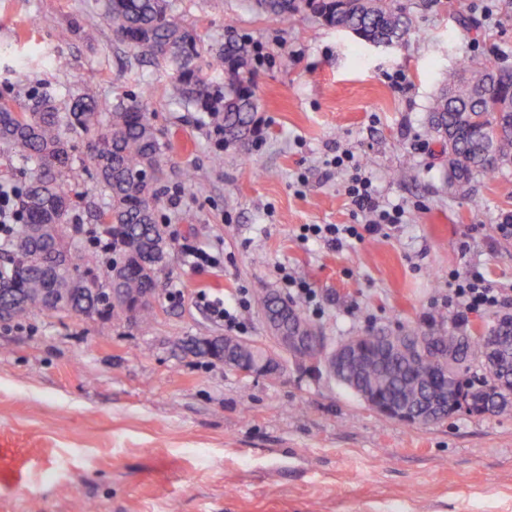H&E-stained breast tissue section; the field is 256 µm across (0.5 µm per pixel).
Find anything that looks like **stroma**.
Listing matches in <instances>:
<instances>
[{
	"label": "stroma",
	"instance_id": "stroma-1",
	"mask_svg": "<svg viewBox=\"0 0 512 512\" xmlns=\"http://www.w3.org/2000/svg\"><path fill=\"white\" fill-rule=\"evenodd\" d=\"M172 2L207 52L228 24L260 43L248 149L170 97L176 72L116 42L100 0H0V97L37 93L63 110L81 89L105 112L142 97L168 145L161 195L179 197L161 209L178 237L150 333L65 314L0 323V512H76L81 501L94 512H512V410L409 425L311 363L286 356L279 375L253 378L184 347L196 336L265 342L261 302L284 294L287 274L315 289L318 308L303 315L333 344L449 326L452 273L480 271L512 295V238L498 231L512 216V169L449 187L427 134L449 71L468 59L512 66V0H400L416 31L389 47L309 13L283 24L250 0ZM462 14L479 33L460 28ZM70 146L73 221L95 232L111 200L89 136L71 134ZM360 162L380 202L403 205V223L336 250L304 238L308 224L356 223L345 187ZM187 242L221 246L223 264L191 271ZM207 299L224 300L239 327L213 318Z\"/></svg>",
	"mask_w": 512,
	"mask_h": 512
}]
</instances>
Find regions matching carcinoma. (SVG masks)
I'll return each instance as SVG.
<instances>
[{"label": "carcinoma", "instance_id": "cac0c4a2", "mask_svg": "<svg viewBox=\"0 0 512 512\" xmlns=\"http://www.w3.org/2000/svg\"><path fill=\"white\" fill-rule=\"evenodd\" d=\"M257 5L262 13L290 25L309 10L326 25L372 44H397L412 32L411 17L397 0H257ZM103 19L115 40L136 56L176 70L171 98L210 109L212 124L224 140L249 144L261 103L246 74L251 49L245 36L228 26L224 46L209 55L207 67L224 72V93L215 95L196 66L202 56L200 39L175 14L170 0H105ZM503 100H512V67L466 60L448 73L428 116L429 134L448 155V183L466 185L512 168V112L499 111ZM77 130L94 137L91 162L112 202L102 222L112 238V261L100 267L88 259L78 238L81 225L73 223L71 215L68 136ZM0 149L38 170L23 195V224L0 244L3 322L21 324L46 312L114 318L135 307L152 279L166 270L154 262L145 266V257L169 252L166 231L157 219L162 205L158 185L167 177L166 146L150 113L137 101L102 112L85 94L76 95L67 112L59 111L49 98L0 101ZM34 224L44 234L19 248V240ZM47 288L61 289L56 303L41 299ZM417 335V329L408 328L391 334L383 344L370 334L361 336L364 360L349 372L354 384L384 403L394 400L410 408L433 388L450 407L462 395L472 399L475 412L505 410L512 400V373L505 374L512 367V315L498 318L483 332L500 342L493 355L499 369L485 363L490 358L487 343L470 340L459 365L438 383L425 378L422 352L411 340ZM461 335L462 327L455 323L432 333L429 355L439 356ZM209 343L208 337H196L190 347L224 361V349L211 350ZM476 369L486 374L475 377Z\"/></svg>", "mask_w": 512, "mask_h": 512}]
</instances>
